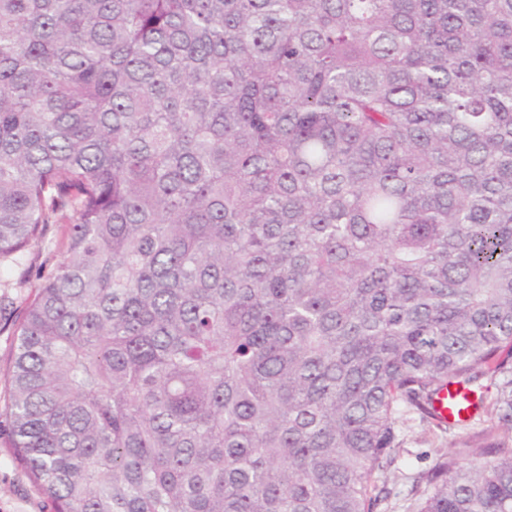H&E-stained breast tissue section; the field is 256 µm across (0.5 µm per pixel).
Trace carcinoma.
Returning <instances> with one entry per match:
<instances>
[{
  "label": "carcinoma",
  "mask_w": 512,
  "mask_h": 512,
  "mask_svg": "<svg viewBox=\"0 0 512 512\" xmlns=\"http://www.w3.org/2000/svg\"><path fill=\"white\" fill-rule=\"evenodd\" d=\"M71 224L6 414L55 512H512V0H0V264ZM486 426L487 423L475 420L467 426L445 430L421 421L417 415L400 418L396 424L398 448L392 454L393 462L376 478L378 487L386 488L389 495L376 511L415 512V477L432 467L440 455L464 448L465 442L480 441Z\"/></svg>",
  "instance_id": "cac0c4a2"
}]
</instances>
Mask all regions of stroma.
Instances as JSON below:
<instances>
[{
  "mask_svg": "<svg viewBox=\"0 0 512 512\" xmlns=\"http://www.w3.org/2000/svg\"><path fill=\"white\" fill-rule=\"evenodd\" d=\"M68 224L49 225L47 247H31L21 266L0 268V300L9 308L0 314V512H53V505L30 479L15 458L5 415L9 389V366L14 351V325L24 314L27 302L43 277L49 275L65 257ZM484 423L439 429L410 415L396 424L398 446L393 462L376 478L378 487L389 495L377 512H416L413 481L432 467L437 458L462 448L464 443L480 441Z\"/></svg>",
  "mask_w": 512,
  "mask_h": 512,
  "instance_id": "1",
  "label": "stroma"
}]
</instances>
